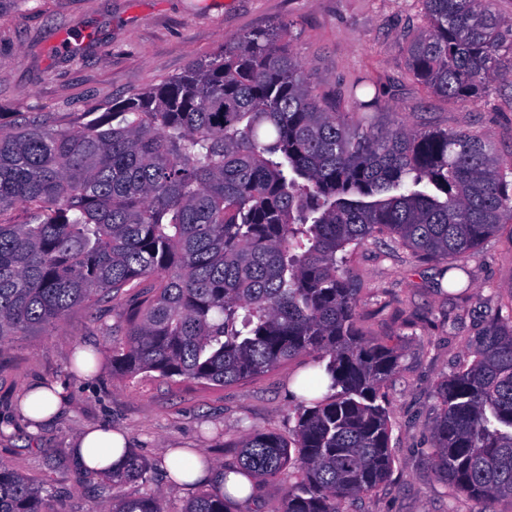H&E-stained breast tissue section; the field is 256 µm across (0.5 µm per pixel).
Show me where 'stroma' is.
I'll return each mask as SVG.
<instances>
[{
  "label": "stroma",
  "mask_w": 512,
  "mask_h": 512,
  "mask_svg": "<svg viewBox=\"0 0 512 512\" xmlns=\"http://www.w3.org/2000/svg\"><path fill=\"white\" fill-rule=\"evenodd\" d=\"M423 23L419 0H0V125L22 112L58 119L142 91L183 73L224 42L285 24L288 50L314 93L352 109L349 93L364 82L377 98L374 126L394 120L484 133L512 158V76L479 101L433 96L406 64L407 43ZM471 273L469 299L460 302L441 279L439 263L414 265L406 251L380 245L354 251L347 263L362 291L365 329L403 347L402 367L387 389L393 467L387 482L357 512H512V500L474 501L435 475L427 455L435 415L434 385L466 352L473 325L512 287V251L504 236L461 258ZM456 322H449V315ZM111 305L77 310L55 328L0 344V460L34 482L52 486L64 512L112 503L111 486L82 476L71 447L85 429L112 426L153 467L151 484L129 483L128 497L155 493L165 512H184L207 491L185 486L162 468L167 449L187 448L213 467H233L251 430L291 436L292 380L314 357L303 354L261 376L224 387L154 375H114L109 352L124 334ZM99 354L90 376L75 370V353ZM37 383L65 387L68 404L51 424L31 428L21 403ZM287 477L233 499L231 512H282Z\"/></svg>",
  "instance_id": "obj_1"
}]
</instances>
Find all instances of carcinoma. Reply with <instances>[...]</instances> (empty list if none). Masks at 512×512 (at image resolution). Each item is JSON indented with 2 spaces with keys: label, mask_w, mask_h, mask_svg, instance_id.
Masks as SVG:
<instances>
[{
  "label": "carcinoma",
  "mask_w": 512,
  "mask_h": 512,
  "mask_svg": "<svg viewBox=\"0 0 512 512\" xmlns=\"http://www.w3.org/2000/svg\"><path fill=\"white\" fill-rule=\"evenodd\" d=\"M420 2L415 79L447 99L492 94L512 56L495 0ZM286 32L243 36L76 124L25 112L0 128V344L107 302L123 306L121 376L225 386L316 353L292 436L249 432L235 472L257 487L289 467L283 512H339L391 471L384 389L402 360L363 331L348 253L382 239L418 262L477 251L512 224V161L478 131L351 127L312 93ZM137 286L148 297L122 305ZM434 397L437 478L512 499V288ZM104 477L109 512H163L155 494L120 493L152 480L135 452ZM51 494L0 461V512H46ZM230 499L212 488L185 512Z\"/></svg>",
  "instance_id": "cac0c4a2"
}]
</instances>
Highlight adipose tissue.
Instances as JSON below:
<instances>
[{
	"instance_id": "1",
	"label": "adipose tissue",
	"mask_w": 512,
	"mask_h": 512,
	"mask_svg": "<svg viewBox=\"0 0 512 512\" xmlns=\"http://www.w3.org/2000/svg\"><path fill=\"white\" fill-rule=\"evenodd\" d=\"M29 398L32 406L26 409L25 415L38 424L54 421L66 405L65 391L60 385H34L29 391ZM126 447L127 441L122 433L109 427H98L86 430L75 439L73 453L84 470L97 474L122 468L126 460ZM189 457V452L170 449L163 458L169 476L178 483L190 485L207 481L218 487H227L232 496L238 499L250 495V483L242 476L233 473L225 475L213 468H203L198 463L188 469L182 468V461Z\"/></svg>"
}]
</instances>
